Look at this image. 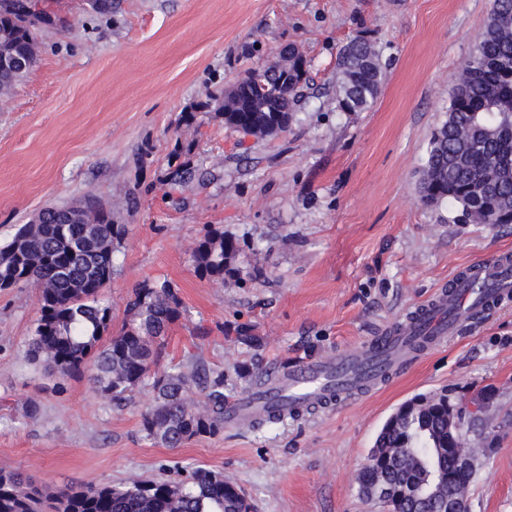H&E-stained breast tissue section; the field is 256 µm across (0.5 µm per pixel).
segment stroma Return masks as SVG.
I'll return each mask as SVG.
<instances>
[{
  "label": "stroma",
  "mask_w": 512,
  "mask_h": 512,
  "mask_svg": "<svg viewBox=\"0 0 512 512\" xmlns=\"http://www.w3.org/2000/svg\"><path fill=\"white\" fill-rule=\"evenodd\" d=\"M35 66L0 100V242L45 206L95 201L127 233L104 291L110 333L139 285L168 279L183 315L159 370L224 373V398L284 361L368 344L430 300L464 265L512 249V224L459 220L423 202L420 171L448 118L455 73L489 0H46ZM371 38L385 72L366 112L336 107V60ZM296 45L308 83L286 133L226 127L211 106ZM186 165L197 176L172 187ZM213 229L241 241L235 274L216 284L192 249ZM33 287L0 289V469L39 484L223 472L252 512H381L358 474L405 402L447 391L462 408L477 470L468 512H512V298L465 324L400 378L332 408L265 426L225 428L165 448L147 438L153 403L116 407L88 374L60 378L27 352ZM260 339L239 341L242 327ZM489 403L487 420L469 411Z\"/></svg>",
  "instance_id": "1"
}]
</instances>
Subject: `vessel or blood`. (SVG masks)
Here are the masks:
<instances>
[{
    "instance_id": "1",
    "label": "vessel or blood",
    "mask_w": 512,
    "mask_h": 512,
    "mask_svg": "<svg viewBox=\"0 0 512 512\" xmlns=\"http://www.w3.org/2000/svg\"><path fill=\"white\" fill-rule=\"evenodd\" d=\"M510 294L512 253L503 251L468 266L370 347L295 363L285 385L263 386L226 402L224 422L245 425L270 414L296 416L371 392L386 377L403 375L418 354L441 344L474 308L489 309Z\"/></svg>"
}]
</instances>
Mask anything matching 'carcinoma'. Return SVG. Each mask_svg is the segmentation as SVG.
<instances>
[{
	"label": "carcinoma",
	"instance_id": "cac0c4a2",
	"mask_svg": "<svg viewBox=\"0 0 512 512\" xmlns=\"http://www.w3.org/2000/svg\"><path fill=\"white\" fill-rule=\"evenodd\" d=\"M23 25L0 0V88H12L22 77L16 62L35 65L33 28ZM337 108L364 112L375 103L384 72L373 42L355 37L337 57ZM304 80L288 67H260L254 78L214 99L216 110H228L224 124L260 138L288 131L287 112ZM512 125V0H494L471 56L452 84L448 121L433 133L420 172L419 193L425 202L448 200L474 224H512V143L503 131ZM44 207L32 224L18 227L0 243V288L32 286L39 308L28 352L60 377L91 371L96 393L120 404L137 389L152 394L154 405L142 414L148 437L167 448H179L194 437L224 430V372L176 365L152 371L165 347L171 324L181 316L175 286L164 280L134 289L125 304V321L117 334L105 337L112 308L100 295L115 272L114 253L126 234L91 203ZM238 247L220 229L210 231L193 249L195 271L216 283L236 272ZM200 392L190 397L191 388ZM375 447L378 456L366 466L360 482H386L402 492L397 512H440L448 499L441 484L430 499L405 489L434 470L455 469L448 455V408L444 395L431 404L412 407L394 424H384ZM243 492L222 472L193 470L178 482L161 478L132 480L121 486L84 483L55 493L36 486L17 470H0V512H242Z\"/></svg>",
	"mask_w": 512,
	"mask_h": 512
}]
</instances>
